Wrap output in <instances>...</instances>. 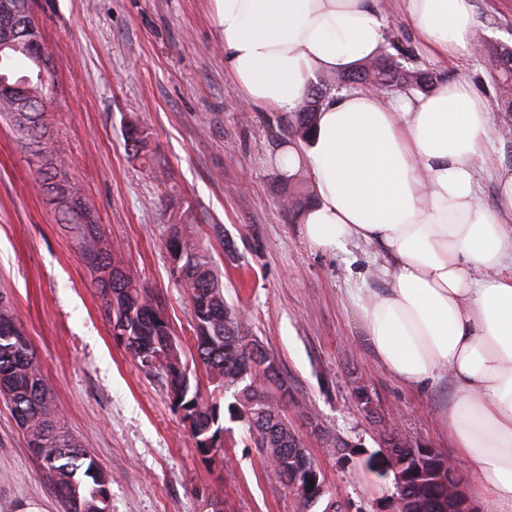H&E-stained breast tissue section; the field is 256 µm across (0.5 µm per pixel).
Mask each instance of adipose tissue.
<instances>
[{
  "label": "adipose tissue",
  "instance_id": "obj_1",
  "mask_svg": "<svg viewBox=\"0 0 512 512\" xmlns=\"http://www.w3.org/2000/svg\"><path fill=\"white\" fill-rule=\"evenodd\" d=\"M224 66L246 104L297 111L316 75L375 56L382 0H215ZM430 61L473 53L474 0H400ZM487 100L465 77L427 94L350 88L326 96L317 131L279 149L311 173L303 236L324 253L375 246L376 293H355L384 371L415 391L448 382L443 417L490 512H512V167L488 155ZM495 207L481 196L485 173Z\"/></svg>",
  "mask_w": 512,
  "mask_h": 512
}]
</instances>
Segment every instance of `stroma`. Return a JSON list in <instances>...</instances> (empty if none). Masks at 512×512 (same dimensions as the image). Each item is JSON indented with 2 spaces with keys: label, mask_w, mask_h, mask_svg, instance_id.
Segmentation results:
<instances>
[{
  "label": "stroma",
  "mask_w": 512,
  "mask_h": 512,
  "mask_svg": "<svg viewBox=\"0 0 512 512\" xmlns=\"http://www.w3.org/2000/svg\"><path fill=\"white\" fill-rule=\"evenodd\" d=\"M476 42L512 46V0H475ZM405 66L433 80L468 77L488 100L496 132L486 145L512 166V112L502 111L490 55L429 62L419 55L398 0H384ZM54 66L57 153L79 181L119 258L158 301L184 362L195 355L190 303L171 274L169 225H193L224 283L239 331L274 357L292 402L289 425L347 512H387L391 476L369 470L398 428L413 444L454 454L440 413L443 384L408 390L384 372L350 293L380 288L371 247L311 248L295 213L280 206L292 182L272 158L294 142L289 113L242 102L224 70L214 0H34ZM153 134V165L132 159L130 123ZM35 167L0 121V296L11 303L40 359L67 430L112 476L111 512H307L222 414L224 452L197 450L160 377L112 336L76 238L57 224L34 183ZM367 392L370 407L356 400ZM344 453H337V446ZM62 512L9 407L0 401V512Z\"/></svg>",
  "instance_id": "1"
}]
</instances>
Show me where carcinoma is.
<instances>
[{"label":"carcinoma","instance_id":"carcinoma-1","mask_svg":"<svg viewBox=\"0 0 512 512\" xmlns=\"http://www.w3.org/2000/svg\"><path fill=\"white\" fill-rule=\"evenodd\" d=\"M36 44H42V37L33 24L0 60V70H14L19 63L26 65L24 75L30 78L26 83V98L44 115L51 101L54 75L50 67L41 69L40 56L34 49ZM492 67L502 102L511 111L512 50L506 47L496 51ZM338 82L386 83L420 91L431 87L420 70L406 67L392 56L380 57L369 65L361 63L340 74ZM325 95L322 85H310L303 105L294 113V134L308 138ZM14 104V95L0 87V117L15 122ZM127 141L133 157L152 164L147 151L148 132L132 124L127 130ZM32 156L37 159L36 183L43 189L52 180L43 161H51L60 168L65 163L55 156L54 143L49 137L39 143ZM65 197L71 205H62L64 214L58 215V222L75 233L80 258L91 272V285L96 288L108 322L119 326L120 335L126 337L125 349L133 359L140 361L142 367L164 375L173 407L190 420L197 450L204 456L218 453L222 450L217 427L220 400L214 395L204 397L199 385L191 383L190 369L182 361L181 349L164 316L157 315L158 303L118 259L117 250L102 234L77 182L69 181ZM165 247L173 274L192 308L196 355L209 383L220 391L233 383L236 376L244 375V382L235 388V402L228 410L244 421L253 445L282 482L287 485L305 482L309 468L295 452L296 445L289 436L291 427L283 410L284 398L271 394V383L255 382L249 364V344L240 336L234 312L224 303L223 284L214 272L211 253L194 238L189 224L169 225ZM0 399L10 407L28 448L39 462L44 480L62 502L64 512H106L105 499L112 476L77 438L64 430L63 414L41 363L19 327L13 308L1 302ZM444 457V453L436 451L431 474L394 484L395 497L404 502V507L416 503L425 488L430 494L429 510L444 512L447 500L442 498V482L450 476L461 477L457 471L448 472Z\"/></svg>","mask_w":512,"mask_h":512}]
</instances>
